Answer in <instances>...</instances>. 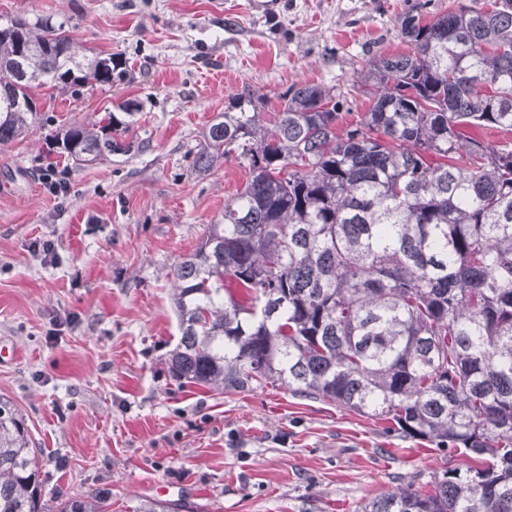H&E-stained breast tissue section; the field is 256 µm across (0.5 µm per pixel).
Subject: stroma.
I'll use <instances>...</instances> for the list:
<instances>
[{"label": "stroma", "instance_id": "obj_1", "mask_svg": "<svg viewBox=\"0 0 512 512\" xmlns=\"http://www.w3.org/2000/svg\"><path fill=\"white\" fill-rule=\"evenodd\" d=\"M406 0H0V19L51 14L80 52L129 74L73 97L44 88L50 128L0 146V395L41 450L48 501L105 491L110 512L186 499L199 512H358L447 461L434 444L281 386H179L170 271L201 241L248 169L201 173L210 121L250 88L276 110L288 87L349 86L374 52L409 47ZM137 101L128 153L44 180L51 130ZM53 254H33L36 240Z\"/></svg>", "mask_w": 512, "mask_h": 512}]
</instances>
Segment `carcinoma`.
<instances>
[{"mask_svg": "<svg viewBox=\"0 0 512 512\" xmlns=\"http://www.w3.org/2000/svg\"><path fill=\"white\" fill-rule=\"evenodd\" d=\"M406 54H373L351 89L295 85L266 117L237 95L203 132L200 173L235 158L249 170L171 275L179 383L267 385L327 400L471 458L365 502L360 512H512V0L398 19ZM128 75L127 60L79 55L49 15L0 24V145L40 122L37 90L82 94ZM373 95L341 127L351 93ZM128 123L52 135L72 168L129 151ZM38 449L0 396V512H44ZM103 494L58 512H107ZM146 499L135 512H183Z\"/></svg>", "mask_w": 512, "mask_h": 512, "instance_id": "carcinoma-1", "label": "carcinoma"}]
</instances>
